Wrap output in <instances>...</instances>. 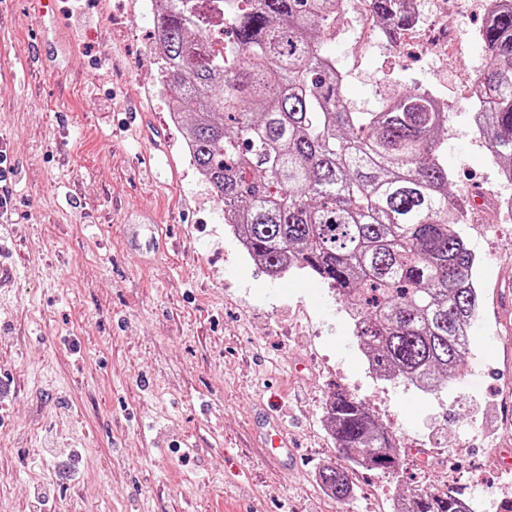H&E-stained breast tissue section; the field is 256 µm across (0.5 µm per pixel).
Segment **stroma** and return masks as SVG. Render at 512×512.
Wrapping results in <instances>:
<instances>
[{
    "mask_svg": "<svg viewBox=\"0 0 512 512\" xmlns=\"http://www.w3.org/2000/svg\"><path fill=\"white\" fill-rule=\"evenodd\" d=\"M469 0H419L463 31L450 59L418 38L326 41L358 112L434 88L448 102L450 188L486 195L462 234L481 308L464 374L426 394L370 372L347 304L304 272L261 274L191 165L159 93L149 0H37L0 10V512H392L448 490L475 512L512 504V183L480 146L469 81L485 24ZM169 239L147 248L150 220ZM343 390L394 432L391 474L351 468L339 504L318 472L344 465L326 424ZM288 432L270 464L256 413Z\"/></svg>",
    "mask_w": 512,
    "mask_h": 512,
    "instance_id": "stroma-1",
    "label": "stroma"
}]
</instances>
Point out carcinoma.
<instances>
[{
  "label": "carcinoma",
  "mask_w": 512,
  "mask_h": 512,
  "mask_svg": "<svg viewBox=\"0 0 512 512\" xmlns=\"http://www.w3.org/2000/svg\"><path fill=\"white\" fill-rule=\"evenodd\" d=\"M215 0H169L153 12L161 92L180 116L192 166L238 214L230 225L271 277H318L350 301L353 334L370 371L433 392L461 375L479 314L476 256L458 225L441 157L447 113L429 91H405L377 112L343 97L336 60L321 53L343 0H222L226 39L205 44ZM395 38L415 0H367ZM484 69L471 79L475 125L512 181V7L487 14ZM327 426L352 465L398 462L394 436L360 400L336 392ZM322 488L352 496L348 471L325 467ZM405 511L473 512L446 491L399 499Z\"/></svg>",
  "instance_id": "carcinoma-1"
}]
</instances>
